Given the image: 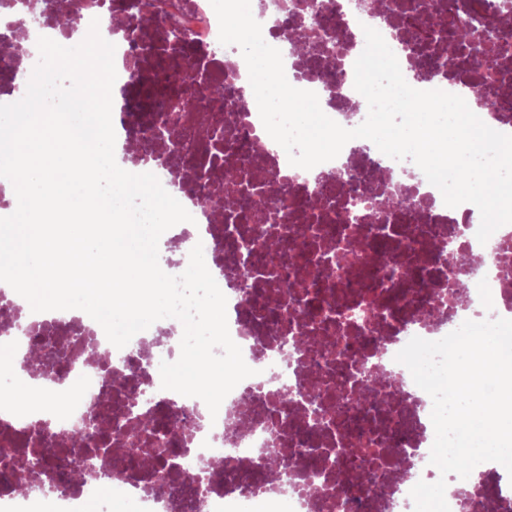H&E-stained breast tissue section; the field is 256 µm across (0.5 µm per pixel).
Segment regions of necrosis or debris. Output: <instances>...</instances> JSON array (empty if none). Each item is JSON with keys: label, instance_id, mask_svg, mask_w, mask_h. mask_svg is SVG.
Here are the masks:
<instances>
[{"label": "necrosis or debris", "instance_id": "4bbe7bcc", "mask_svg": "<svg viewBox=\"0 0 512 512\" xmlns=\"http://www.w3.org/2000/svg\"><path fill=\"white\" fill-rule=\"evenodd\" d=\"M152 21L118 28L119 58L138 61L137 74L118 71L129 102L118 124L137 144L130 166H148L164 188H175L195 219L169 237L165 271L183 272L189 245L204 259L227 298V321L254 376L241 381L210 414L199 398L161 387V362L180 356L177 319L157 321L148 335L123 348L111 344L87 313L29 315L15 291L0 289V340L23 352L38 350L32 373L51 395L38 413L19 408L18 378H0V512H85L103 487L115 488L136 512H414L418 481L435 482L431 397L396 362L415 336L435 341L465 320L512 319V227L479 243L477 207L445 205L438 188L409 159L393 160L374 143L349 141L338 157L305 170L261 121L241 51L219 41L210 0H150ZM309 0H251L264 40L282 48L291 85L317 94L323 112L346 128L368 113L366 102L344 92L349 64L365 46L364 26L374 16L359 0H317L326 20L315 25ZM384 38L394 53L412 47L419 90L441 89L480 105L486 124L512 133V0H387ZM501 24L502 49L494 64L439 67L434 49L446 43L438 28L417 19L422 7ZM124 0H86L78 45L91 21L116 28ZM38 0L23 19L0 29V76L10 92L22 86V67L39 52L31 42ZM187 40L167 57L172 95L160 106L146 101L145 82L156 80L155 48L165 46L169 23ZM330 39L337 58L327 79L312 52L283 48L281 23ZM224 85L223 98L197 109L180 80L188 63ZM241 208L216 218L204 201L225 179ZM413 207H405V199ZM265 210L267 224L248 211ZM419 285L407 287L405 268ZM289 397V408L280 400ZM119 427L112 450L100 451L92 475L75 471L88 454L70 443L91 421ZM57 450L31 473L21 490L17 476L46 437ZM495 462L468 478L449 475L450 512H490L512 487L488 480ZM349 476L375 482L356 496Z\"/></svg>", "mask_w": 512, "mask_h": 512}]
</instances>
